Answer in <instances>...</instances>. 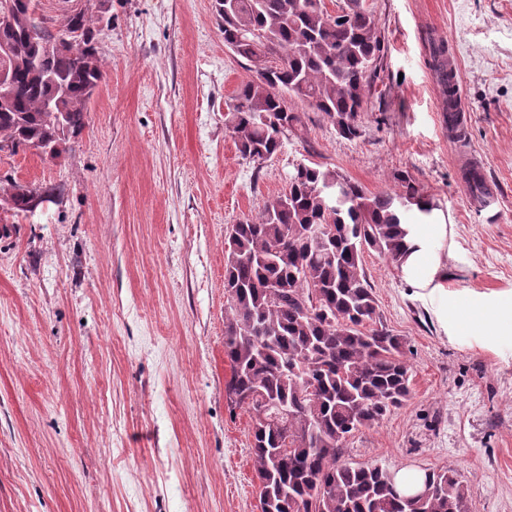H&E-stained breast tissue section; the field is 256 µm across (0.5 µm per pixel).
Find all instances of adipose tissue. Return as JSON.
<instances>
[{"instance_id": "adipose-tissue-1", "label": "adipose tissue", "mask_w": 512, "mask_h": 512, "mask_svg": "<svg viewBox=\"0 0 512 512\" xmlns=\"http://www.w3.org/2000/svg\"><path fill=\"white\" fill-rule=\"evenodd\" d=\"M406 231L407 252L397 269L444 335H469L484 347L512 337V290L486 294L449 289L447 225L410 224Z\"/></svg>"}]
</instances>
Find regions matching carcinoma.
<instances>
[{"mask_svg": "<svg viewBox=\"0 0 512 512\" xmlns=\"http://www.w3.org/2000/svg\"><path fill=\"white\" fill-rule=\"evenodd\" d=\"M12 23L0 41L14 48L13 78L0 85V145L35 146L55 155L85 125L87 104L104 79L99 24L87 10L33 36L37 0H11ZM224 44L254 66L225 126L241 156L257 165L301 123L287 99L307 101L345 138L360 135L373 65L384 49L363 0H214ZM80 35L76 53L59 32ZM262 67H256L257 61ZM473 199L488 202L484 179L465 175ZM398 193L369 194L334 170L299 163L288 191L253 218L231 226L224 264L228 406L252 414L253 463L261 512H467L457 471L430 470L425 495L403 494L394 475L342 460L355 431L381 420L410 394L403 343L385 327H367L377 301L364 271L365 250L398 262L405 214H428L433 202L406 173ZM56 188L0 177V214L30 211ZM328 231L317 239L316 225Z\"/></svg>", "mask_w": 512, "mask_h": 512, "instance_id": "obj_1", "label": "carcinoma"}]
</instances>
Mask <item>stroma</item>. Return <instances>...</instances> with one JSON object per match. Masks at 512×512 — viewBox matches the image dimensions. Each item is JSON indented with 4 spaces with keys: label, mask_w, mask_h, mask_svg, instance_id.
<instances>
[{
    "label": "stroma",
    "mask_w": 512,
    "mask_h": 512,
    "mask_svg": "<svg viewBox=\"0 0 512 512\" xmlns=\"http://www.w3.org/2000/svg\"><path fill=\"white\" fill-rule=\"evenodd\" d=\"M364 3L384 51L356 139L292 98L296 134L255 167L225 127L254 73L212 0H112L80 134L55 157L0 156V176L62 189L0 229V512H260L252 415L224 392L225 242L294 164L372 194L407 172L450 229L449 288L512 290V0ZM438 33L457 49L484 209L443 121ZM363 266L411 394L348 437L345 461L452 468L468 512H512V340H448L394 263L369 249Z\"/></svg>",
    "instance_id": "obj_1"
}]
</instances>
